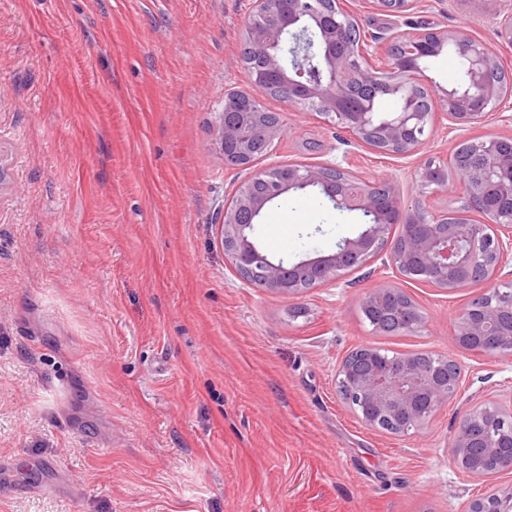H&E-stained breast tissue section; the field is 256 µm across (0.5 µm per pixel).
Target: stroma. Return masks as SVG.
Returning a JSON list of instances; mask_svg holds the SVG:
<instances>
[{"instance_id": "1", "label": "stroma", "mask_w": 512, "mask_h": 512, "mask_svg": "<svg viewBox=\"0 0 512 512\" xmlns=\"http://www.w3.org/2000/svg\"><path fill=\"white\" fill-rule=\"evenodd\" d=\"M360 28H463L493 42L484 0H429L396 19L341 0ZM252 0H0V512H469L512 489V470L469 476L451 460L473 405L512 400V361L455 339L478 283L446 294L404 282L424 328L377 334L360 301L388 280V249L297 296L246 284L224 258V201L246 175L224 165L216 114L252 91L240 61ZM290 136L262 165L340 161L392 178L403 209L466 201L420 186L449 161L345 145L324 116L261 96ZM364 228L318 190H292L256 241L291 263ZM436 353L463 367L458 396L393 436L341 398L353 350Z\"/></svg>"}]
</instances>
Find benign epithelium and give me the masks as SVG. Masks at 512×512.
Returning a JSON list of instances; mask_svg holds the SVG:
<instances>
[{
    "mask_svg": "<svg viewBox=\"0 0 512 512\" xmlns=\"http://www.w3.org/2000/svg\"><path fill=\"white\" fill-rule=\"evenodd\" d=\"M423 0H374L384 11L404 18ZM500 43L512 46V10L499 0H484ZM388 44L387 63L377 69L370 53ZM464 56L467 79L437 91L421 82L420 62L445 49ZM241 60L252 85L292 109H309L345 130L359 145L377 153L410 158L429 141L437 121L448 133L483 125L489 117L512 126V76L499 56L464 29L430 28L412 34L366 36L339 0H254L245 26ZM385 97L395 100L388 112L377 109ZM259 99L244 92L224 98L218 113L219 149L224 165L245 171L224 206V256L233 271L256 288L297 295L365 265L383 244L385 231L403 219L387 265L394 280L360 301L362 312L380 335L419 331L424 315L399 286L409 279L453 293L474 282L493 287L468 302L455 323L460 348L512 359V133L453 142L450 157L456 179L466 187V205L433 216L422 208L403 213L397 185L390 178L366 181L337 162L320 165L258 166L255 148L266 150L284 133L285 122H268ZM420 186L448 192L447 168L434 160L419 168ZM316 187L339 212L359 211L369 218L364 231L337 244L336 251L289 264L272 261L254 242L256 219L274 200L291 190ZM481 220L470 218L469 211ZM398 306L406 321L387 319ZM361 359L342 362L337 374L344 401L369 427L402 435L428 423L438 408L457 395L462 366L439 354L388 355L366 346ZM484 447L512 446V405L485 402L461 417L451 448L454 465L467 471L468 448L475 431ZM470 512H512V490L493 492L473 502Z\"/></svg>",
    "mask_w": 512,
    "mask_h": 512,
    "instance_id": "obj_1",
    "label": "benign epithelium"
}]
</instances>
